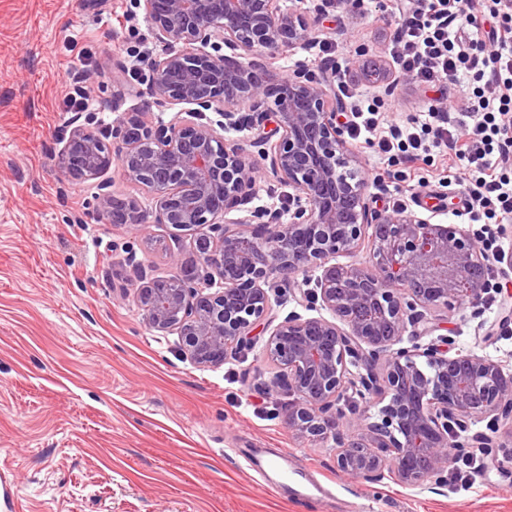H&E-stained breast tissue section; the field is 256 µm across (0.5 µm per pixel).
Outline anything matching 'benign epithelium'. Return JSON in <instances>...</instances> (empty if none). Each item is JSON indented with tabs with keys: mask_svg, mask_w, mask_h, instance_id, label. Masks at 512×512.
Wrapping results in <instances>:
<instances>
[{
	"mask_svg": "<svg viewBox=\"0 0 512 512\" xmlns=\"http://www.w3.org/2000/svg\"><path fill=\"white\" fill-rule=\"evenodd\" d=\"M164 51L147 59L149 95L185 106L169 123L134 122L112 129V146L92 131L68 127L57 163L75 179H92L119 163L124 180L155 196L153 223L176 229L211 226L197 264L165 254L172 274L140 275L136 300L149 324L178 335L199 364H218L227 351L261 353L276 368L273 384L296 401L288 410L294 434L336 449V468L377 482L397 474L406 486L440 482L464 448L496 447L500 423L512 422V370L448 336L427 338L438 313L479 301L489 287L492 258L457 224H431L406 209L375 210L358 153L336 114L346 104L325 67L283 76L272 62L285 48L314 44L320 27L280 0H141ZM213 46L216 53L204 50ZM390 91L408 77L389 68L366 74ZM213 110L221 120L204 121ZM248 127L244 146L224 133ZM292 189L293 210L248 207L257 190L250 156ZM102 216L137 226L134 199L108 193ZM232 212L241 213L233 222ZM370 244L365 266L335 262ZM219 288L201 284L197 265ZM316 288L299 290L305 309L273 323L269 287L310 269ZM352 393L363 409L347 417L339 402ZM377 408L371 414V408ZM348 420L350 431L339 429ZM483 422L486 431L471 433Z\"/></svg>",
	"mask_w": 512,
	"mask_h": 512,
	"instance_id": "7a95c632",
	"label": "benign epithelium"
}]
</instances>
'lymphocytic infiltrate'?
Masks as SVG:
<instances>
[{"label":"lymphocytic infiltrate","instance_id":"lymphocytic-infiltrate-1","mask_svg":"<svg viewBox=\"0 0 512 512\" xmlns=\"http://www.w3.org/2000/svg\"><path fill=\"white\" fill-rule=\"evenodd\" d=\"M462 21L467 39L453 24ZM392 59L417 82L471 87L457 121L431 109L380 132L376 101L357 105L350 136L381 156L402 153L409 167L440 154L462 165L469 180L467 215L497 254L494 226L512 220V0H413L400 9Z\"/></svg>","mask_w":512,"mask_h":512}]
</instances>
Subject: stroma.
Masks as SVG:
<instances>
[{
  "mask_svg": "<svg viewBox=\"0 0 512 512\" xmlns=\"http://www.w3.org/2000/svg\"><path fill=\"white\" fill-rule=\"evenodd\" d=\"M394 9L393 0H367L360 15L326 8L320 25L357 89L364 65L393 63ZM162 50L139 0H0V479L10 485L0 512H512V427L500 428L501 458L480 489L355 480L337 471L333 449L291 432L294 397L273 385L259 350L198 365L177 335L149 326L134 270L167 273L151 241L190 262L209 227L107 223L97 180H72L56 156L72 123L108 144L133 114L173 120L178 106L153 102L138 60ZM117 62L126 71L116 81ZM74 66L89 76L86 112L68 105ZM463 94L411 80L375 92L391 122ZM436 173L422 164L426 185L405 208L467 226L461 186H441ZM441 325L457 347L512 368V292ZM247 448L308 463L326 493L279 496L277 469L250 470Z\"/></svg>",
  "mask_w": 512,
  "mask_h": 512,
  "instance_id": "stroma-1",
  "label": "stroma"
}]
</instances>
